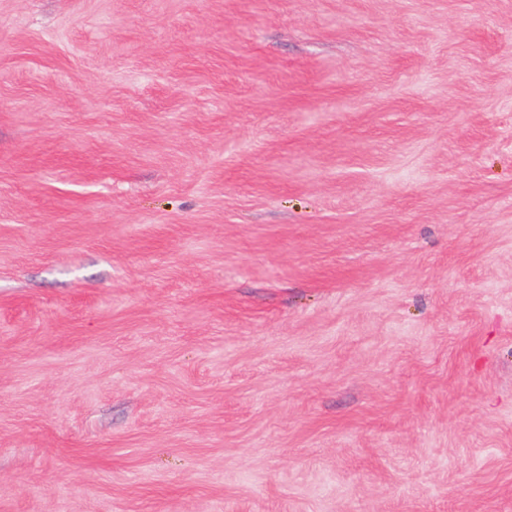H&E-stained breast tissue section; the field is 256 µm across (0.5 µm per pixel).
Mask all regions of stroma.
<instances>
[{
	"instance_id": "35a3bbf8",
	"label": "stroma",
	"mask_w": 512,
	"mask_h": 512,
	"mask_svg": "<svg viewBox=\"0 0 512 512\" xmlns=\"http://www.w3.org/2000/svg\"><path fill=\"white\" fill-rule=\"evenodd\" d=\"M0 512H512V0H0Z\"/></svg>"
}]
</instances>
